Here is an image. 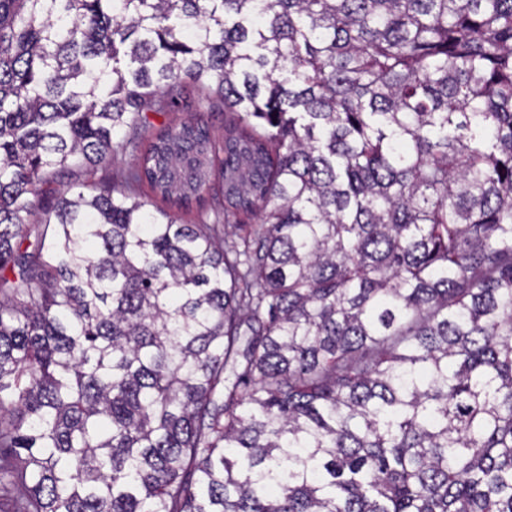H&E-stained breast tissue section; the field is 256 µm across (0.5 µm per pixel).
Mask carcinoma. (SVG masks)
I'll list each match as a JSON object with an SVG mask.
<instances>
[{
  "instance_id": "carcinoma-1",
  "label": "carcinoma",
  "mask_w": 512,
  "mask_h": 512,
  "mask_svg": "<svg viewBox=\"0 0 512 512\" xmlns=\"http://www.w3.org/2000/svg\"><path fill=\"white\" fill-rule=\"evenodd\" d=\"M0 512H512V0H0ZM199 91H188L187 95H184V98L178 102L175 107H172L167 114L164 116H157L154 118L155 129L152 131L155 133L158 129H160L163 125L168 124L170 122L178 123L181 120H184L190 115L195 113H200V116L208 121L212 126L214 133L217 137H221L224 132V120H230L233 115L231 113H227L224 115V111L215 110L210 112L209 110L200 108L198 104V99L200 98ZM133 159L131 155L117 156L112 163L98 166L91 175V180L103 185L115 184L120 187L122 173L135 162Z\"/></svg>"
}]
</instances>
